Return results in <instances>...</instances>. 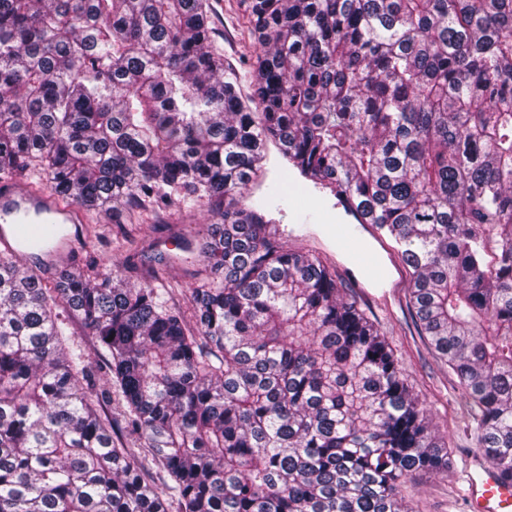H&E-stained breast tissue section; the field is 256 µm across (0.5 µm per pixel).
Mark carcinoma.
<instances>
[{
  "label": "carcinoma",
  "mask_w": 512,
  "mask_h": 512,
  "mask_svg": "<svg viewBox=\"0 0 512 512\" xmlns=\"http://www.w3.org/2000/svg\"><path fill=\"white\" fill-rule=\"evenodd\" d=\"M241 4L253 108L206 0H0V175L116 221L175 196L220 219L177 310L157 276L48 286L0 254V512H405L400 480L448 469L336 276L240 202L268 140L395 241L512 478V0ZM62 310L109 352L166 494L88 398Z\"/></svg>",
  "instance_id": "1"
}]
</instances>
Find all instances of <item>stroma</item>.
<instances>
[{
  "label": "stroma",
  "instance_id": "35a3bbf8",
  "mask_svg": "<svg viewBox=\"0 0 512 512\" xmlns=\"http://www.w3.org/2000/svg\"><path fill=\"white\" fill-rule=\"evenodd\" d=\"M209 3L213 46L223 54L225 64L240 72L239 91L249 97L248 74L258 50L256 38L242 18L239 0ZM282 179L288 182L289 203L283 207L268 204L267 215L273 220L270 232L288 249L318 257L335 273L347 295L393 349L403 378L427 409L431 426L448 451L447 471L402 479L399 495L408 512H461V474L466 457L479 449L477 431L456 374L439 358L415 317L411 268L391 238L379 243L361 235L342 241L338 228L351 223V216L337 205L329 189L304 180L298 172L286 171L275 142L266 144L260 177L247 190L246 201L264 198L268 185ZM88 217L90 247L75 260L73 270L92 278L113 270L135 284L155 270L171 290V306L179 309L188 304L203 268L205 226L213 221L206 208L189 212L174 203L155 212L124 214L117 223L108 210L90 211ZM360 253L374 254L385 263L395 284L390 300H382L379 289L357 285L349 263ZM72 328V336L62 344L65 353L85 369L83 384L98 400L101 413L115 420L120 443L138 447L137 434L125 424L124 408L106 367V351L94 344L80 321H73Z\"/></svg>",
  "mask_w": 512,
  "mask_h": 512
}]
</instances>
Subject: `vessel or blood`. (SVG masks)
<instances>
[{
    "label": "vessel or blood",
    "mask_w": 512,
    "mask_h": 512,
    "mask_svg": "<svg viewBox=\"0 0 512 512\" xmlns=\"http://www.w3.org/2000/svg\"><path fill=\"white\" fill-rule=\"evenodd\" d=\"M82 221L81 209L64 204L54 193L37 191L16 181L0 184V253L23 255L18 225L74 226ZM79 247L76 233L59 236L43 253V272L52 276L66 269L77 257ZM466 483L463 498L466 512H512V480L505 479L483 454L470 456Z\"/></svg>",
    "instance_id": "b4317fda"
}]
</instances>
